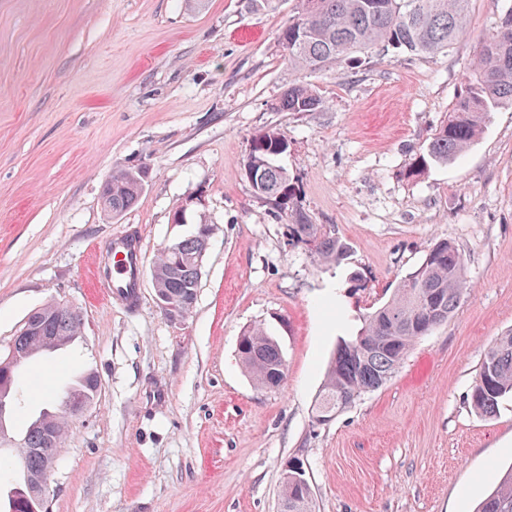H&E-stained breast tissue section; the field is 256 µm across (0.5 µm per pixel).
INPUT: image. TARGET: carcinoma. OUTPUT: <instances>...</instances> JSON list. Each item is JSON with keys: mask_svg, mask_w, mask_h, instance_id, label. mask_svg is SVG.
<instances>
[{"mask_svg": "<svg viewBox=\"0 0 512 512\" xmlns=\"http://www.w3.org/2000/svg\"><path fill=\"white\" fill-rule=\"evenodd\" d=\"M300 0L299 10L279 33L288 64L315 72L348 63L356 55L378 56L392 50L416 56H434L453 48L463 34L470 0ZM472 78L452 109L433 133L427 155L410 164L407 175L425 172L427 160L448 163L469 148L484 132L493 110L512 107V10L500 18L495 34L483 41L473 65ZM322 99L308 83L288 87L271 108L277 112H314ZM287 150L280 134L264 132L251 142L247 166L254 171L255 194L277 212L292 219L294 236L313 245L323 260L338 255L335 237L311 224L292 209L295 189L288 170L277 162ZM144 171L117 169L105 182L101 202L115 217L132 208L143 190ZM196 222L195 231L166 244L153 263L155 291L181 310L193 307L201 280L208 236ZM469 289L464 261L455 245L445 239L436 243L421 264L399 282L394 295L364 319L360 333L341 340L329 364L315 419L328 422L362 394L386 384L396 373L413 343L448 321ZM84 324L77 310L51 301L32 310L10 339L19 358L0 356V420L6 434L21 408L18 399L25 380L21 366L75 343ZM54 343L46 347L41 337ZM238 354L242 366L255 383L275 388L283 380V355L277 342L261 328L240 337ZM100 388L96 372L86 369L69 382L60 402L30 415L22 437L14 443L21 468L0 461V512H46L47 505L30 492V480H47L55 460L48 449L59 448L73 417L64 409L70 400L89 406ZM512 394V332L493 343L484 355L471 390L474 409L484 415L496 412L499 400ZM282 512H311V490L293 477L282 478ZM476 512H512V469L506 471L478 505Z\"/></svg>", "mask_w": 512, "mask_h": 512, "instance_id": "1", "label": "carcinoma"}]
</instances>
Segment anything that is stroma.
<instances>
[{
    "label": "stroma",
    "mask_w": 512,
    "mask_h": 512,
    "mask_svg": "<svg viewBox=\"0 0 512 512\" xmlns=\"http://www.w3.org/2000/svg\"><path fill=\"white\" fill-rule=\"evenodd\" d=\"M298 0H0V354L33 309L84 316L75 349L32 361L36 411L93 369L47 480L49 512H281V475L304 464L313 512H473L512 467V396L477 413L485 352L512 331V107L496 109L457 160L410 178L512 0H471L465 35L433 57L369 55L314 73L278 40ZM313 112H276L290 85ZM276 131L296 207L344 244L324 261L255 195L252 139ZM116 168L147 171L138 202L101 205ZM185 208L186 223H172ZM214 226L197 301L161 309L144 276L139 309L102 297L94 253L141 227L145 267ZM455 243L470 288L385 385L331 421L314 405L339 339L384 304L436 242ZM260 327L285 361L258 387L238 356ZM322 104L321 97L310 84L296 83L289 86L271 108L277 112H313Z\"/></svg>",
    "instance_id": "1"
}]
</instances>
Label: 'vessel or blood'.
I'll return each mask as SVG.
<instances>
[{
  "label": "vessel or blood",
  "mask_w": 512,
  "mask_h": 512,
  "mask_svg": "<svg viewBox=\"0 0 512 512\" xmlns=\"http://www.w3.org/2000/svg\"><path fill=\"white\" fill-rule=\"evenodd\" d=\"M144 263V244L137 228L130 227L113 238L110 253L98 256L94 265L97 286L109 289L128 307H137Z\"/></svg>",
  "instance_id": "vessel-or-blood-1"
}]
</instances>
